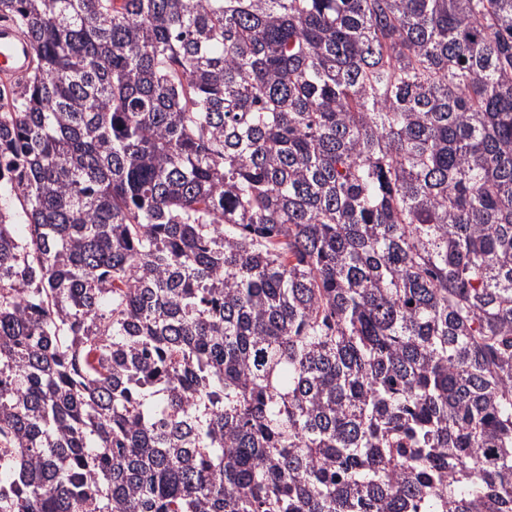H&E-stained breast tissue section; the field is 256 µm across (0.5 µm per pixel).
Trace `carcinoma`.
Listing matches in <instances>:
<instances>
[{"instance_id": "cac0c4a2", "label": "carcinoma", "mask_w": 512, "mask_h": 512, "mask_svg": "<svg viewBox=\"0 0 512 512\" xmlns=\"http://www.w3.org/2000/svg\"><path fill=\"white\" fill-rule=\"evenodd\" d=\"M1 20L0 512H512V0ZM33 66L26 41L11 23H0V77L25 76Z\"/></svg>"}]
</instances>
